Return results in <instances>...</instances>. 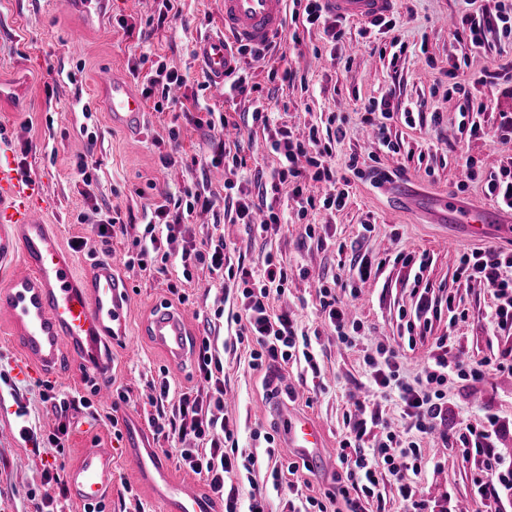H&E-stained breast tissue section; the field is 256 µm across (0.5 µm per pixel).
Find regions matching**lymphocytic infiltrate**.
Here are the masks:
<instances>
[{"label":"lymphocytic infiltrate","mask_w":512,"mask_h":512,"mask_svg":"<svg viewBox=\"0 0 512 512\" xmlns=\"http://www.w3.org/2000/svg\"><path fill=\"white\" fill-rule=\"evenodd\" d=\"M142 95L154 101L155 111L177 107L178 101L170 91L186 84L184 76L157 65L141 77ZM252 123L269 130L270 149L277 159L270 173L272 192L287 190L289 198L298 206L299 216L308 211L341 209L346 204L347 190L332 186L334 173L330 164L332 144L345 137L343 127L309 129L308 133L295 135L288 126H276L263 97H256L250 114ZM330 183L331 188L323 198L305 195L307 180ZM186 202L173 205L157 204L144 227L141 238L135 239L138 252L135 261L140 270H148L151 255L165 254L171 242L182 241L178 262L183 277H190L192 268L205 266L211 272L227 276L236 288L237 310L231 320L235 324L236 344H250L253 368L274 367L289 361H304L311 374H318L311 337L299 328L288 314L272 313L270 300L284 294L288 288L290 271L285 263L273 254H266L261 267L247 265L244 258L234 255V250L220 236H210L205 242H196L188 225L183 224V213L210 211L214 195L205 187L188 191ZM224 198L231 203L232 221L255 228L257 233L278 232L282 218L274 211L262 210L252 192L240 184H224ZM459 273L469 280L485 282L496 299L491 314L492 323L500 329H512V254L496 248L475 249L460 258ZM192 348L197 354L196 382L182 390L178 397H171L168 380L151 384L150 403L157 410L153 427L156 433L175 442V458L180 468L198 475L205 482L212 499L219 501L224 512H266L270 493L280 492L285 473L273 467L268 484H252L248 498H241L236 478L246 463L236 450L240 426L224 412V351L211 332L193 338ZM446 339H438L436 352L428 358L413 379L401 378V356L394 348L379 344L365 353L363 362L368 369L371 383L377 387L382 399L395 401L407 419L409 436L387 432L385 438L374 444L365 441L372 429L378 427L377 413L368 412L360 400L352 405L358 414L350 429L349 437L340 443L338 459L346 472L345 484L339 485L346 512H364L362 501L375 496L382 474L388 473L399 483L401 499L406 512H422L413 476L419 473L424 458L418 443L419 437L431 434L435 422L441 417L445 404L449 374L466 379L483 378L490 371H503L507 362L481 361L465 363L448 357ZM466 442L475 454L481 455L482 477L479 486L498 483L502 494L512 495V464L491 455L488 451L491 433L487 427H468Z\"/></svg>","instance_id":"obj_1"}]
</instances>
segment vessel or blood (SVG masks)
I'll return each mask as SVG.
<instances>
[{
  "instance_id": "vessel-or-blood-1",
  "label": "vessel or blood",
  "mask_w": 512,
  "mask_h": 512,
  "mask_svg": "<svg viewBox=\"0 0 512 512\" xmlns=\"http://www.w3.org/2000/svg\"><path fill=\"white\" fill-rule=\"evenodd\" d=\"M108 0H64L87 26L104 17ZM332 13L351 19L389 15L395 0H324ZM222 33L195 44L194 57L212 91L224 89L227 73L236 67L232 51L238 44H260L280 33L287 0H223ZM99 85L106 98L113 127L140 131L144 104L128 85L102 71ZM37 184L23 181L12 165L0 164V214L9 225L0 227V267L22 263L23 271L10 273L0 288V317L8 319L23 366L57 370L66 357L78 358L83 370L93 372L98 394L111 395L105 345L112 335L125 333L126 294L113 263L102 261L78 275L73 255L60 243L47 222L46 208L38 200ZM454 223L469 236H484L498 222L495 211L472 207L457 209L451 198L441 201ZM153 341L170 356L184 355L189 343L184 311L162 303L149 322ZM286 447L303 459H322L324 433L315 419L292 409L282 414ZM125 458L139 483L159 504L161 512H215L210 501L190 484L176 478L166 458L137 417L126 426ZM72 499L81 505L104 499L112 485V451L86 448L65 474Z\"/></svg>"
}]
</instances>
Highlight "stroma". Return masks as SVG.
Listing matches in <instances>:
<instances>
[{
  "label": "stroma",
  "instance_id": "stroma-1",
  "mask_svg": "<svg viewBox=\"0 0 512 512\" xmlns=\"http://www.w3.org/2000/svg\"><path fill=\"white\" fill-rule=\"evenodd\" d=\"M57 0H0V84L21 82L26 101L18 110L0 105V164L13 165L23 179L37 181L39 200L47 208L48 221L57 227L66 249L72 250L78 273L95 262H116L117 272L128 287L127 331L122 341H112L107 353L111 363L113 392L124 394L123 411L149 423L156 411L148 403V383L168 378L172 392L193 385L195 356L174 362L147 336V319L155 303L172 301L170 283H178L186 300L192 335H200L216 309L232 313L224 300V283L208 268L193 269L189 280H178L175 262L153 258L150 270L126 266L133 238L142 233L145 210L163 197L184 199L185 191L199 179H207L215 195L210 215H192L186 222L197 240L207 235H225L236 242L247 262L258 263L267 252L277 253L294 270L284 295L273 297L274 312L295 317L306 330L318 331L316 361L320 376L309 383L296 363L275 368L284 400L309 413L323 429L328 468L316 471L302 467L291 480L299 493L323 497L334 491L342 468L337 457L339 443L350 433L349 397L372 401L390 430L400 433L406 420L393 404L375 397L370 386L363 350L383 343L400 349L408 375H416L435 348L438 337H448L455 351L466 360L480 362L512 355V331L494 330L490 314L495 299L487 284L469 281L458 274L461 252L495 247L512 253V239L502 238L498 225H490L484 238L469 239L463 225L449 221L436 205L438 196L453 198L460 208L491 206L486 193L489 173L481 162L487 153L512 156V145L495 137L500 115L512 113V82L483 89L478 99L486 105L484 138H464L458 132L459 107L464 98L448 91L446 72L457 65L458 79L472 86L486 72L512 67V37L501 31L487 35L484 46L473 47L457 40L453 24L469 13H495L505 6L512 15V0H397L391 14L392 33L369 34L361 22L344 21V36L329 43L321 27L286 22L275 53L242 57L240 68L269 97V109L277 122L302 131L311 125L326 127L336 120L346 131L333 149L332 165L337 177L348 174L350 155L362 160L378 156L381 170L392 180L375 186L369 180H352L345 207L337 212L315 210L298 218L296 204L285 195H267L275 210H287L290 219L278 234L260 238L241 224H231L224 212V182L232 173L224 167L200 169L201 157L209 155L219 131L188 123L181 112L146 110L140 133L113 129L108 112L96 100L95 88L101 69L130 79L139 63L143 45L162 57L169 69L188 78L185 92L198 96L216 112L232 116L248 109L245 98L233 100L211 94L193 55L195 42L224 26L222 0H181L180 15L164 27L150 26L162 0H112V12L102 26L86 27L79 17L56 7ZM135 34H128L126 24ZM399 40L402 53H395L391 40ZM293 68L292 84L271 78V71ZM390 90L401 108L414 113V126H407L402 113L395 114L391 137L399 153L379 154L364 128L365 108L370 99ZM440 112V126L430 122ZM173 155L174 165L161 164ZM90 167L79 172V157ZM477 163L468 170L467 159ZM114 209L128 223L127 235L102 246L98 236V210ZM320 225L319 237H308L305 227ZM371 233H362V225ZM451 245H444V238ZM82 248H75V241ZM427 255L423 273L427 296L436 302L450 301L430 327L409 329L416 298L414 281L407 268L397 263L399 253ZM369 255L381 266L366 282H354L351 316L360 325L361 340L351 347L338 340L318 312L316 295L320 284L345 282L347 266L358 255ZM245 346L224 353L226 411L242 421L238 453L254 454L253 433L278 432L271 411L272 396L263 371L250 365ZM54 386L61 398H77L66 418H59L51 403L42 399L41 383ZM95 382L81 376L72 364L55 372L23 373L21 355L9 325L0 321V512H36L45 492V449L24 441L21 424H28L39 438L56 433L67 421L65 448L56 459L67 469L84 448H110L112 492L94 512H159L157 503L138 483L119 450L123 439L110 421L111 405L100 402ZM495 416L497 435L494 454L512 462V373H492L481 379L448 378L447 402L434 434L422 439L426 465L416 477L431 512H452L468 504L470 512H486L493 495L478 496L474 485L478 465L464 457L463 435L469 424Z\"/></svg>",
  "mask_w": 512,
  "mask_h": 512
}]
</instances>
